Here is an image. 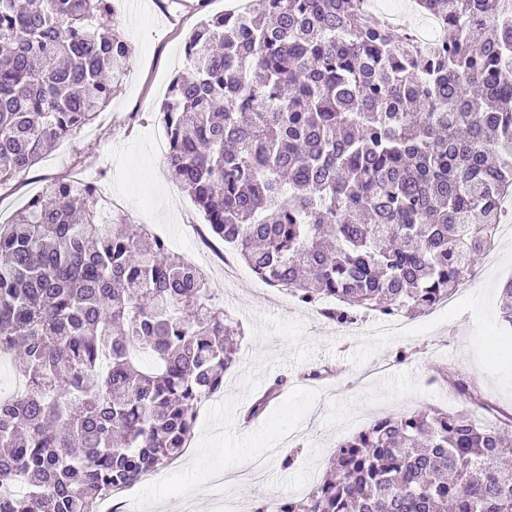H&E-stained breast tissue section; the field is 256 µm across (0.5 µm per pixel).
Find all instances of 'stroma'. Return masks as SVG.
<instances>
[{
    "instance_id": "1",
    "label": "stroma",
    "mask_w": 512,
    "mask_h": 512,
    "mask_svg": "<svg viewBox=\"0 0 512 512\" xmlns=\"http://www.w3.org/2000/svg\"><path fill=\"white\" fill-rule=\"evenodd\" d=\"M237 0H118L115 27L134 49L130 70L114 85L93 124L60 141L0 199V219L38 193L46 179L64 177L96 185L119 203L116 224H146L176 254L202 267L224 308L242 328L236 366L224 376L218 402L202 403L191 448L157 475L128 489L124 507L139 512H236L241 501L300 497L323 478L338 440L373 420L429 407L451 409L448 381L472 380L500 411L512 413V342L490 346L498 324L500 287L512 278V229L495 237L497 267L478 261L479 287L433 316L420 315L402 336L373 335L370 327L347 335L321 319H308L293 300L269 304L250 271L225 281L224 268L202 241L187 242L203 218L171 178L159 146L166 139L158 104L186 66L184 42L206 15ZM406 361H396L399 349ZM326 370L311 379L310 371ZM285 378L267 416L244 414L268 384ZM294 454L284 466L285 454ZM263 459L257 485L222 484L218 474Z\"/></svg>"
}]
</instances>
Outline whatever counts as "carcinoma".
I'll return each mask as SVG.
<instances>
[{
	"mask_svg": "<svg viewBox=\"0 0 512 512\" xmlns=\"http://www.w3.org/2000/svg\"><path fill=\"white\" fill-rule=\"evenodd\" d=\"M188 36L159 107L167 167L209 236L343 328L465 283L512 191V0H416L420 40L366 0H252ZM114 0H0V187L94 122L130 44ZM499 326L512 330V280ZM240 327L202 269L95 192L50 180L0 224V512H99L184 454ZM286 381L249 407L263 416ZM512 414L384 417L334 478L253 512H512Z\"/></svg>",
	"mask_w": 512,
	"mask_h": 512,
	"instance_id": "cac0c4a2",
	"label": "carcinoma"
}]
</instances>
